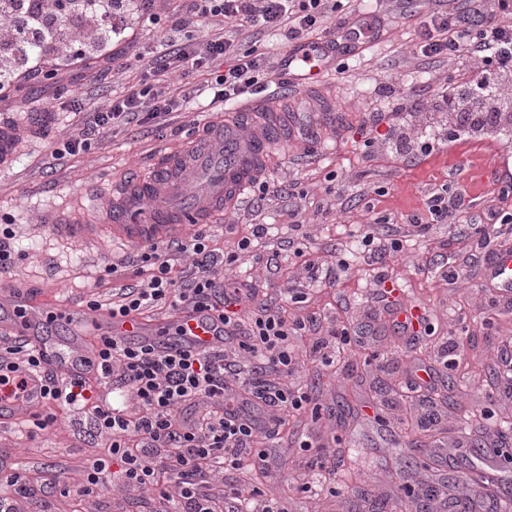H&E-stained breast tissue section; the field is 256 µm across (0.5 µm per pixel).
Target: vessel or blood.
<instances>
[{
    "mask_svg": "<svg viewBox=\"0 0 512 512\" xmlns=\"http://www.w3.org/2000/svg\"><path fill=\"white\" fill-rule=\"evenodd\" d=\"M244 109L262 116L264 132L253 134L240 127H226L212 137L205 153L191 161L180 155L160 154L146 175L118 189L103 221L86 214L68 215L57 222L56 231L86 239L105 235L116 242H157L179 233L184 217L208 216L235 203L265 170L273 143L288 131V116L277 110L274 101L259 96L248 101ZM51 120V115L41 112L0 118V170L10 167L21 143ZM491 275L498 288L512 293L511 252L495 255ZM85 325V318L75 311L48 316L26 295L0 305V331L10 330L33 346L41 362L37 372L24 375V397L17 399L11 392L0 390L1 423L24 420L41 405L46 377L70 381L96 366L94 352L80 342ZM100 327L130 344L150 337L168 350L209 348L224 342L223 325L193 311L177 314L164 326L106 319Z\"/></svg>",
    "mask_w": 512,
    "mask_h": 512,
    "instance_id": "b4317fda",
    "label": "vessel or blood"
}]
</instances>
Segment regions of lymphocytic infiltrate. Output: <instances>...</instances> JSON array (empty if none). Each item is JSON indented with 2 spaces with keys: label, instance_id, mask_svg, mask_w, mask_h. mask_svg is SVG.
I'll return each instance as SVG.
<instances>
[{
  "label": "lymphocytic infiltrate",
  "instance_id": "lymphocytic-infiltrate-1",
  "mask_svg": "<svg viewBox=\"0 0 512 512\" xmlns=\"http://www.w3.org/2000/svg\"><path fill=\"white\" fill-rule=\"evenodd\" d=\"M133 14L158 28L167 25L155 0H68L62 12L54 0H0V102L11 97L22 79L48 81V94L57 96L60 83L75 79L78 63L110 57L113 39L123 36ZM174 23L182 29L224 23L240 32L286 26L289 44L310 49L300 60L306 73L327 61L311 34L321 33L344 56L377 37L381 26L376 14L361 17L344 11L342 0H188ZM419 26L422 56L452 59L466 52L472 59L439 82L432 111L447 116L448 130L456 136L499 138L512 125V0H479L464 11L432 7L421 15ZM163 44L145 64L152 82H140L124 98L90 108L80 139L67 144L69 152L90 147L116 127L182 111L183 103L166 87V78L201 73L213 92L212 104L221 105L252 93L272 69L257 48H241L220 34L203 41L168 34ZM377 118L389 124L381 149L406 147V161L429 155L443 143L438 132L414 124L410 116L381 112ZM176 253L191 257L178 273L171 264ZM216 257L202 232L186 242L143 246L137 260L148 272L146 279L124 287L111 307L87 301L90 311L104 309L122 320L139 319L161 305L174 312H206L222 322L225 344L173 352L150 341L131 345L98 335L93 342L99 356L96 375L63 388L47 379V403L89 410L104 440V454L90 464L80 493L103 488V474L110 469L126 486L158 488L160 512H170L177 499L189 512H287L275 494L255 502L238 495L220 507L200 490L215 464L228 470L265 467V453L251 451L255 408L268 411L265 432L271 437L284 415L302 410L308 401L306 393L282 383L297 367L290 338L304 329V322L288 321L281 309L266 304L256 305L251 317L242 319L236 310L239 288H219L211 275ZM39 366L29 344L1 348L0 387L21 394L25 382L20 370L33 372ZM101 384L130 392L139 412L130 415L99 404L96 389Z\"/></svg>",
  "mask_w": 512,
  "mask_h": 512
}]
</instances>
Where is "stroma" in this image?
I'll list each match as a JSON object with an SVG mask.
<instances>
[{"label": "stroma", "instance_id": "obj_1", "mask_svg": "<svg viewBox=\"0 0 512 512\" xmlns=\"http://www.w3.org/2000/svg\"><path fill=\"white\" fill-rule=\"evenodd\" d=\"M353 9L377 10L378 38L346 59L344 72L327 68L317 85L294 84L279 69L288 42L275 29L255 32L254 41L276 66L265 95L276 100L295 125L287 141L275 145L263 175L265 201L245 193L234 207L207 223L218 248L231 250L255 225L253 237L233 263L217 262L218 282L253 288L256 299L286 306L295 318H315L311 332L294 337L300 366L288 379L308 392L313 412L300 417L293 433L268 447L270 481L289 484L288 512H419V500L406 498L402 486L427 488L431 478L448 483L473 480L470 448L512 439V385L496 364L497 350L512 342V309L499 300L487 276L489 253L512 249V234L484 242L470 224H431L421 228L412 217L426 212L436 184H448L464 199L468 215L512 209V195L501 193L500 177L512 174V146L462 138L407 163L366 151L371 112L390 111L412 92L429 98L435 84L466 65V58H420L417 17L426 0H352ZM105 63L89 65L71 87L68 100L89 106L121 99L136 82L135 70L98 79ZM182 115L166 127L155 124L117 129L88 150L59 155L76 139L82 115L61 113L42 135L19 148L12 165L0 171V226L8 227L12 264L0 273V294L24 290L47 310L85 311L95 299L108 302L115 288L137 283L132 243L106 237L81 241L53 228L59 213L92 209L104 215L114 185L132 172H146L163 153L187 149L204 127L218 122L206 112L211 91L189 77ZM306 192L302 223L288 219L289 194ZM376 224L371 251H357L364 225ZM400 240V252L390 249ZM279 269L269 273L268 257ZM117 265L106 275V265ZM402 287L393 298L388 288ZM410 304L425 311L428 335L415 338L394 331L393 307ZM372 330L369 347L351 346L326 366L310 356L315 340H331L339 327ZM424 368L437 388L432 399L414 392V372ZM348 402L337 413L340 402ZM439 411L440 430L461 441L458 466L430 475L421 466L432 434L419 420ZM491 419H484L483 411ZM54 428L0 425V466L31 474L43 493L18 500V512H150L141 494L118 483L88 496H76L85 467L100 446L90 413L59 408ZM321 446L329 472L314 481L306 469L300 441ZM70 496H63V489Z\"/></svg>", "mask_w": 512, "mask_h": 512}]
</instances>
